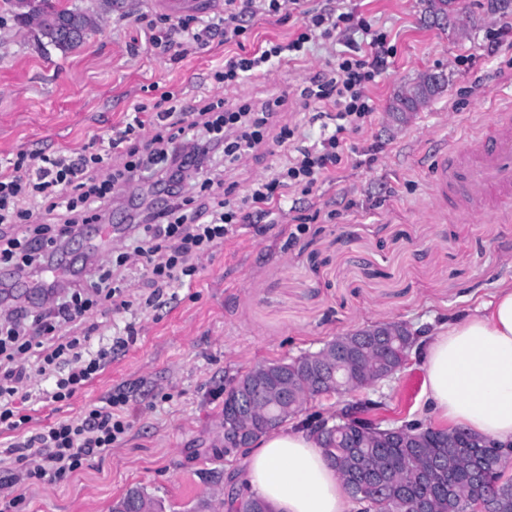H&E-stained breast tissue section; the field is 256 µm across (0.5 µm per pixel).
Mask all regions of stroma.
Returning a JSON list of instances; mask_svg holds the SVG:
<instances>
[{"label": "stroma", "mask_w": 512, "mask_h": 512, "mask_svg": "<svg viewBox=\"0 0 512 512\" xmlns=\"http://www.w3.org/2000/svg\"><path fill=\"white\" fill-rule=\"evenodd\" d=\"M307 8L351 12L384 33L392 50L367 94L374 112L364 129L346 132L352 154L311 191H288L285 211L253 213L234 225L210 256L199 259L191 286L168 288L153 306L116 314L99 305L82 324L92 340L133 325L128 344L66 402H27L28 430L79 418L112 394L128 398L129 430L103 457L84 460L61 479L17 488L22 512H111L133 487L144 488L164 512H225L221 487L240 476L242 455L224 453V389L254 365L314 351L348 331L380 321L413 329L466 315L489 301L499 281L512 280V220L461 217L441 210L432 186L442 150L466 155L470 138L498 109L512 105V42L494 32L512 26V13L489 15L487 0H458L456 28L422 20L421 0H307ZM140 0L133 15L114 12L68 53L41 48L34 28L0 10V165L21 151L77 152L92 135L124 126L135 103L154 104L173 92L181 104L211 91L209 71L239 49L288 42L301 31L291 0L275 14L248 21L241 44L213 41L173 59L153 47L151 28L212 16ZM358 30L313 35L297 62L267 76L220 89L228 101L255 104L284 97V121L298 141L313 144L320 127L299 92L328 70ZM448 79L419 111L394 119L388 107L425 72ZM292 156L269 144L227 173L242 198L251 182ZM418 356L394 378L365 390L378 401L384 425L418 418L423 383Z\"/></svg>", "instance_id": "35a3bbf8"}]
</instances>
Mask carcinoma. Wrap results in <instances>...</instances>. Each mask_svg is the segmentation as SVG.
Masks as SVG:
<instances>
[{
	"mask_svg": "<svg viewBox=\"0 0 512 512\" xmlns=\"http://www.w3.org/2000/svg\"><path fill=\"white\" fill-rule=\"evenodd\" d=\"M13 9L23 23L30 11L43 16L47 25L40 39L63 54L79 47L83 39L72 42L61 38L55 31L56 21L66 18L77 29H97L98 13L69 11L60 0H26V5ZM366 340L365 336L356 337L349 360L339 373V378L353 388L365 375L388 370L408 337H387L380 357L364 351ZM267 415L277 419L279 428L290 421L275 409L262 411L248 423L251 440L270 431L271 426L265 423ZM327 422L335 434L324 446V456L345 483L359 512H410L419 502L427 505V512H469L475 498L484 499L489 512H512V477L506 475L509 463L498 465L487 460L479 448L448 447L441 428L427 427L429 439L419 443L408 434L419 424L408 422L399 426L400 432L392 439L378 443L342 422L337 414Z\"/></svg>",
	"mask_w": 512,
	"mask_h": 512,
	"instance_id": "1",
	"label": "carcinoma"
}]
</instances>
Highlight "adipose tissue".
<instances>
[{
  "instance_id": "obj_1",
  "label": "adipose tissue",
  "mask_w": 512,
  "mask_h": 512,
  "mask_svg": "<svg viewBox=\"0 0 512 512\" xmlns=\"http://www.w3.org/2000/svg\"><path fill=\"white\" fill-rule=\"evenodd\" d=\"M425 411L472 434L512 442V281L499 283L475 314L421 341ZM245 481L274 512H349V495L306 428L278 429L246 456Z\"/></svg>"
}]
</instances>
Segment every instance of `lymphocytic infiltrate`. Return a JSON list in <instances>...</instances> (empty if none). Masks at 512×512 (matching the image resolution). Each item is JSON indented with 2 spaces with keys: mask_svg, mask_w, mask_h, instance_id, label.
Listing matches in <instances>:
<instances>
[{
  "mask_svg": "<svg viewBox=\"0 0 512 512\" xmlns=\"http://www.w3.org/2000/svg\"><path fill=\"white\" fill-rule=\"evenodd\" d=\"M257 0H224L222 16L194 22L187 18L151 36L154 46L179 45L181 54L207 47L214 39L234 42L245 33L244 22L256 11ZM355 28L371 36L367 46H355L343 53L333 68L313 76L301 95L305 100L331 107L333 115L322 126L319 144L295 149L294 156L270 178L255 181L243 202L225 198L214 206L198 205L188 210L191 187L207 192L221 184L220 175L209 176L205 167L220 155L225 165L235 166L267 142L278 146L291 143L295 132L277 123L276 107L282 99L254 107L252 104H226L216 95L198 97L193 111H184L172 93H163L162 106L134 105V116L124 127L113 130L96 152L70 154L43 152L18 153L9 165L0 167V224L34 223L33 234L6 238L0 244V264L23 272L39 258L43 249L57 238L77 236L99 221L101 212L113 197V188L152 171L162 187V200L152 202L131 229L137 242L135 254L144 260L152 297H159L173 283L191 285L200 255L223 243L233 225L244 223V207L265 211L283 208L289 188L310 189L323 182L341 164L345 155L347 127L362 129L373 112L367 87L386 67L388 53L384 34L372 32L365 19L335 10L303 13L302 31L288 43H272L252 54H239L215 65L209 74L212 84L224 87L240 84L263 73L285 54L300 53L314 29L331 36L339 27ZM125 147L126 160L108 167L112 150ZM122 275L113 270L89 269L82 280L70 286L69 298L52 310L30 319L26 310L0 323V352L7 344L20 341V325L32 321L36 335L47 342L42 370L66 366L65 374L53 377L49 388L39 391L23 383L22 374L6 372L0 378V425L17 430L28 416L18 415L17 401L33 399L61 403L76 390L92 382L112 359L114 348L123 346V337L90 349L86 341L60 337V330L85 316L95 296L117 299L119 308L130 305L124 299ZM127 399L110 395L104 404L89 409L79 420L62 419L41 431L11 444L8 454L18 466L0 473V487L64 478L79 468L84 459L108 454L114 443L130 427L120 417Z\"/></svg>",
  "mask_w": 512,
  "mask_h": 512,
  "instance_id": "obj_1",
  "label": "lymphocytic infiltrate"
}]
</instances>
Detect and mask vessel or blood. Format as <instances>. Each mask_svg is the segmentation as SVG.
Returning <instances> with one entry per match:
<instances>
[{
    "label": "vessel or blood",
    "mask_w": 512,
    "mask_h": 512,
    "mask_svg": "<svg viewBox=\"0 0 512 512\" xmlns=\"http://www.w3.org/2000/svg\"><path fill=\"white\" fill-rule=\"evenodd\" d=\"M471 143L466 156L442 153L434 181L436 202L465 217L503 212L512 202V114L501 113Z\"/></svg>",
    "instance_id": "b4317fda"
}]
</instances>
